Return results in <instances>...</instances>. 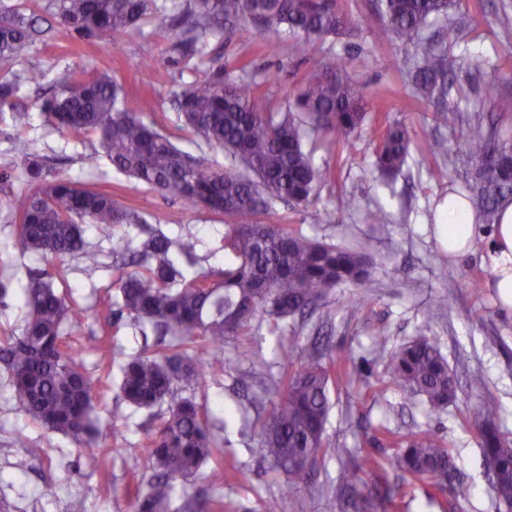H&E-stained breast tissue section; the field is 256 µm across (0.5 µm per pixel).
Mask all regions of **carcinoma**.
I'll return each mask as SVG.
<instances>
[{
	"mask_svg": "<svg viewBox=\"0 0 512 512\" xmlns=\"http://www.w3.org/2000/svg\"><path fill=\"white\" fill-rule=\"evenodd\" d=\"M47 5L59 25L108 47L114 34L138 26L156 3L47 0ZM456 6V0H381L391 36L416 49L411 60L415 81L438 104L436 115L443 125L459 120L457 108L448 106V74L457 59L423 37V31L448 19ZM257 16L286 25L300 37L301 52L313 40L339 33L345 24L334 0H196V9L183 20L177 49L193 54L207 37L224 35V24ZM33 23L34 18L14 9L0 10V61L25 50ZM323 68L297 100L303 119L292 112L255 111L253 83L226 85L219 69L177 93L184 126L209 147L226 152L228 165L223 168L180 149L145 120L149 103H142L138 112L130 111L122 85L107 73L69 75L42 100L40 112L46 121L75 138L97 136L103 155L117 170L163 195L224 216V268L188 280L180 264H195L197 240L157 235L140 249L139 264L146 272L117 280L120 302L112 311L113 324L127 317L136 325H151L160 336L159 348L124 365L123 399L138 409L168 404L167 415L142 443L158 472L148 489L137 493L136 512H183L186 506L173 507L174 482L224 455V439L202 403L207 383L205 360L198 352L220 348L224 338L247 335L267 319L302 316L339 284L371 288L372 240L362 239L350 248L291 233L283 224L242 222L276 201L309 203L317 184L330 180L332 171L314 165L304 141L317 135L330 144L348 146L363 125L366 113L359 83L334 59ZM41 79L42 73L31 71L0 80V112L10 111L14 126L30 125V113L17 108L15 98L22 87ZM410 145L406 127L388 125L376 154L378 170L387 177L398 174ZM459 148L486 166L479 170L476 187L461 186L451 196L469 201L468 192L476 191L484 223H498L500 203L512 196V144L494 141L490 128L477 122L466 127ZM25 170L32 193L12 206L21 221L22 252L59 260L77 255L95 268L98 254L86 245L85 224L112 239L113 255L122 258L131 252L132 239L117 229L146 223L139 212L110 194L80 186L67 168L47 166L33 153L26 157ZM21 301L26 312L21 334L0 345V364L13 394L31 419L77 445H89L97 430L91 383L79 354L62 342L63 324L79 325L82 313L40 274L30 275ZM190 346L192 355L187 352ZM340 381L350 384L341 362L325 365L316 344L307 359L280 381L283 396L266 413L259 436L272 469L287 480L302 478L304 472L296 463L323 450L330 387ZM381 381L423 397L433 413L445 410L456 398L447 360L423 334L388 355ZM186 388L193 390L192 396L181 395ZM471 426L492 483L512 488V434L498 424L496 404L486 402ZM394 444L397 449L387 457L365 454L342 465L337 482L351 491L354 512H373L379 501L396 506L393 491L383 481L389 471L448 488L453 456L435 432H411ZM14 447L25 458L40 452L22 432L16 434ZM364 475L375 484L368 486Z\"/></svg>",
	"mask_w": 512,
	"mask_h": 512,
	"instance_id": "cac0c4a2",
	"label": "carcinoma"
}]
</instances>
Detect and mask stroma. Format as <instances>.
Here are the masks:
<instances>
[{
  "instance_id": "1",
  "label": "stroma",
  "mask_w": 512,
  "mask_h": 512,
  "mask_svg": "<svg viewBox=\"0 0 512 512\" xmlns=\"http://www.w3.org/2000/svg\"><path fill=\"white\" fill-rule=\"evenodd\" d=\"M194 3L157 0V10L138 27L114 35L111 47L102 49L59 26L45 12V0H0V8L15 7L38 19L29 47L9 62L0 61V72L37 69L44 74L40 85L23 88L16 99L18 107L32 115L31 126L13 127L9 113L0 112V169L13 175L8 189L0 190V277H9L12 288L19 289L29 274H44L83 309L81 327L64 326L63 340L81 350L94 384L101 429L94 450L103 460L101 469H86L85 449L27 416L0 370V505L8 512H135L137 492L145 490L155 473L142 446L146 430L156 424L155 413L130 407L120 393L124 361L151 350L154 338L142 335L131 321L113 324L115 281L121 271L112 257L111 240L93 225H86L84 237L99 255L98 268H86L75 257L58 262L20 251L17 220L4 203L31 191L23 175L26 155L36 153L47 165L67 167L80 185L111 193L142 213L145 224L129 229L134 242L151 232L192 236L198 241L197 271L224 266L222 215L131 181L105 159L89 165L86 157L96 151V137L77 140L49 125L39 111L45 91L67 73H108L125 87L130 110L150 100L148 118L158 129L181 148L220 165L223 151L209 148L183 128L175 92L220 66L225 81L254 83L257 111L284 112L295 109L308 77L334 58L346 63L362 83L367 119L350 145L315 148V164L329 167L333 177L317 187L309 204L278 202L258 220L345 246L372 239L373 291L358 302L355 287L342 284L316 305L299 331L267 321L255 335L225 338L223 347L208 355L207 407L214 415L219 408L234 411L254 401L271 406L279 398V378L297 367L319 334L343 359L354 383L333 390L325 450L304 479L286 482L264 461L257 434L241 433L235 421L221 432L223 460L209 462L189 480L177 482L176 502L200 505L201 512H263L264 502L276 498L281 512H351L346 496L336 490L340 459L358 448L380 457L392 454L389 440L376 430L382 422L401 435L429 429L442 436L454 457L450 482L468 490L466 497L455 499L428 485L407 483L397 512H500L468 420L488 398L499 407L501 428L512 432V313L501 308L487 286L490 225L479 224L474 247L453 261L432 221L441 213L450 185L472 184L477 178L478 161L457 152L462 124H438L435 104L417 93L408 73L413 50L392 41L378 0H336L346 19L343 30L316 41L304 56L296 54V38L285 26L245 22L186 59L174 49L175 21ZM432 35L450 55L463 57L449 86V103L459 106L464 121L482 118L500 138L512 142V113L495 109L496 95L512 94V0H459L449 25L433 29ZM390 122L407 128L411 155L387 185L376 169V151ZM378 207L389 214V223L367 222L366 212ZM318 213L323 216L319 222L314 219ZM434 301L442 307L432 312L428 306ZM424 321L457 380L455 402L434 415L420 399L382 382V367L373 351L375 336H389L387 349L392 352L418 336ZM102 340L111 343V357L96 351ZM288 340L295 354L283 363L276 349ZM258 350L266 366L254 365ZM473 372L484 376L486 393L468 389L466 379ZM20 431L39 448L38 456L17 455L13 439ZM311 482L324 487L321 497H308Z\"/></svg>"
}]
</instances>
